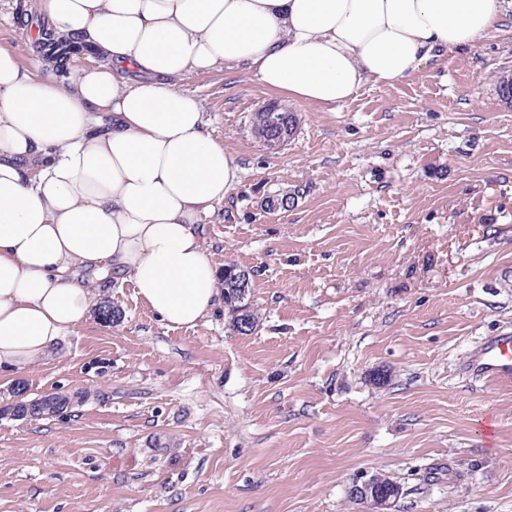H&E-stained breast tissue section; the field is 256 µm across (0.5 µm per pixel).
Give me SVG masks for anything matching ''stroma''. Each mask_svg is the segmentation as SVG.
<instances>
[{
    "label": "stroma",
    "mask_w": 512,
    "mask_h": 512,
    "mask_svg": "<svg viewBox=\"0 0 512 512\" xmlns=\"http://www.w3.org/2000/svg\"><path fill=\"white\" fill-rule=\"evenodd\" d=\"M36 0H0V48L30 66ZM512 8L497 31L336 107L290 103L245 69L188 73L239 167L205 227L216 267L253 284L241 335L217 309L165 326L113 284L57 358L0 370V512H363L359 475L403 488L393 512H512V390L458 371L512 328ZM300 124L278 153L250 116ZM294 206L265 210L293 186ZM89 392L39 420L19 399ZM492 421L493 433L482 424ZM272 103L256 109L250 117L251 132L258 143L266 150H276L279 141H288L296 133L298 123L294 112L275 104L278 109L273 112Z\"/></svg>",
    "instance_id": "35a3bbf8"
}]
</instances>
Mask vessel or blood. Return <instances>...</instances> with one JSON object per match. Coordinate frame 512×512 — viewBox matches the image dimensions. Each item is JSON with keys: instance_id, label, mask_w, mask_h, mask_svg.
Returning a JSON list of instances; mask_svg holds the SVG:
<instances>
[{"instance_id": "b4317fda", "label": "vessel or blood", "mask_w": 512, "mask_h": 512, "mask_svg": "<svg viewBox=\"0 0 512 512\" xmlns=\"http://www.w3.org/2000/svg\"><path fill=\"white\" fill-rule=\"evenodd\" d=\"M466 373L498 386L512 387V331L487 336L464 359Z\"/></svg>"}]
</instances>
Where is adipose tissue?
<instances>
[{
	"label": "adipose tissue",
	"instance_id": "1",
	"mask_svg": "<svg viewBox=\"0 0 512 512\" xmlns=\"http://www.w3.org/2000/svg\"><path fill=\"white\" fill-rule=\"evenodd\" d=\"M504 3L38 0L55 36L104 62L64 87L0 48V368L54 358L115 280L173 328L219 301L203 226L238 166L177 78L239 66L330 108L469 48Z\"/></svg>",
	"mask_w": 512,
	"mask_h": 512
}]
</instances>
